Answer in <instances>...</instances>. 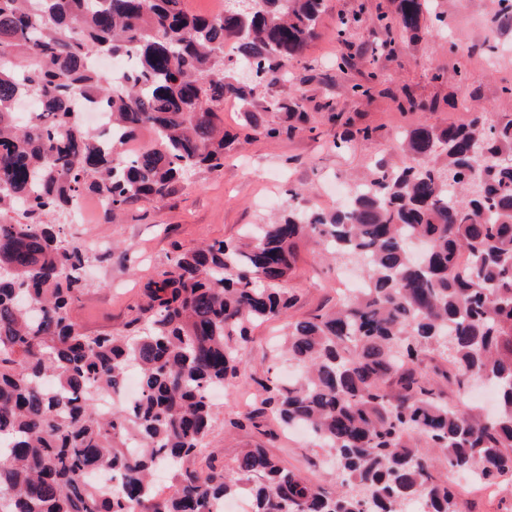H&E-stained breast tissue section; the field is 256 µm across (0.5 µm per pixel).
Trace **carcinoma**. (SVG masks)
I'll return each instance as SVG.
<instances>
[{
	"mask_svg": "<svg viewBox=\"0 0 512 512\" xmlns=\"http://www.w3.org/2000/svg\"><path fill=\"white\" fill-rule=\"evenodd\" d=\"M322 2L204 17L185 0H0V512H215L244 492L253 512H405L416 497L461 512L441 469L512 485V117L420 121L398 140L402 160L375 164L336 210L290 205L244 240L173 254L123 333L71 320L82 271L106 257L65 236L72 200L95 194L110 222L191 169L224 166L227 98L268 138L314 130L300 100L255 91L316 38ZM394 2L374 24L418 36L426 0ZM495 4L492 22L511 23L512 0ZM102 54L129 65L105 76ZM383 81L373 71L350 91L369 98ZM79 100L107 113L111 146L83 126ZM328 120L343 127L338 151L376 133ZM145 127L152 143L124 151ZM308 238L363 263L364 288L288 322L279 355L299 376L257 379L258 404L230 425L306 428L333 452L334 494L258 447L236 457L234 479L213 456L194 467L210 392L239 375L238 342L293 307L284 284ZM131 371L138 396L99 413L96 396ZM478 379L498 390L493 415L452 400Z\"/></svg>",
	"mask_w": 512,
	"mask_h": 512,
	"instance_id": "carcinoma-1",
	"label": "carcinoma"
}]
</instances>
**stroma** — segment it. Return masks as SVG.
Here are the masks:
<instances>
[{"instance_id": "stroma-1", "label": "stroma", "mask_w": 512, "mask_h": 512, "mask_svg": "<svg viewBox=\"0 0 512 512\" xmlns=\"http://www.w3.org/2000/svg\"><path fill=\"white\" fill-rule=\"evenodd\" d=\"M360 0H324L319 36L288 65L280 82L257 89L258 99L303 98L313 132L292 139L257 137L234 144L224 157L223 168L196 170L161 199L129 205L112 223H104L98 209H90L84 224L68 225L77 239H97L110 249L101 262L84 270L86 288L72 306L74 322L87 332L120 333L142 301L143 287L163 268L174 247L193 250L215 239L234 240L255 224L288 207V194H300L309 209H331L337 200L331 189L353 174L363 173L374 160L398 161L396 135L417 122V115L400 112L396 100L404 95L435 104L427 113L430 123L445 126L469 121L473 112L498 117L512 115V96L503 93L512 83V24L495 28L491 0H432L435 12L448 19L449 34L425 30L418 40L396 36L394 57L377 55L375 46L383 32L371 20L361 21L348 41L336 38L339 16L353 14ZM497 46L495 61L475 56L466 80H459L454 45ZM346 55L351 66L338 71L337 56ZM385 76L383 89L373 97L356 98L351 85L365 82L371 71ZM441 79H433L434 71ZM335 110L352 116L357 124L376 130L372 141L355 143L349 150L333 149L335 127L327 119ZM321 245L308 240L300 250L292 286L296 300L287 313L298 320L326 310L336 303L339 271L359 275L355 262L344 265L322 260ZM275 321L255 328L238 352L240 373L213 400V422L207 439L218 462L232 466L244 449L264 447L288 466L302 470L312 482L327 490L336 488L334 467L321 466L324 449L310 445L296 433L269 437L251 429H234L229 421L248 411L258 395L255 377H281L289 366L276 357L274 346L284 332Z\"/></svg>"}]
</instances>
